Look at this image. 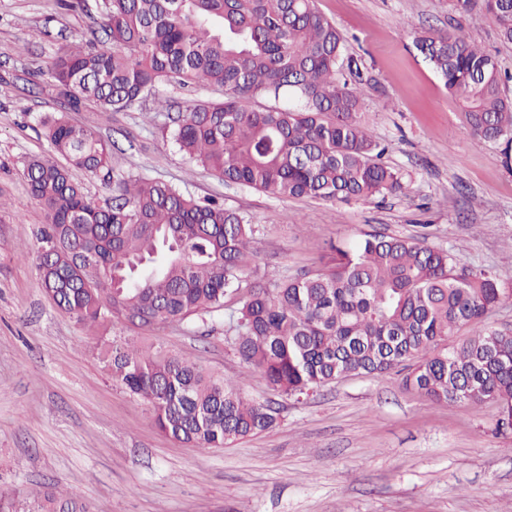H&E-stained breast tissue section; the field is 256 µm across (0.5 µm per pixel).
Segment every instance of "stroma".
<instances>
[{
	"label": "stroma",
	"instance_id": "stroma-1",
	"mask_svg": "<svg viewBox=\"0 0 512 512\" xmlns=\"http://www.w3.org/2000/svg\"><path fill=\"white\" fill-rule=\"evenodd\" d=\"M98 4L0 0V491L55 485L95 512H512V439L495 435V405L433 402L396 374L341 379L295 401L239 361L220 312L155 332L119 323L112 333L272 402L278 423L220 449L164 436L46 293L35 247L46 217L20 170L22 159L49 157L41 119L54 113L95 130L112 162L245 215L258 227L259 277L317 270L331 245L383 232L446 249L458 268L493 270L512 288V161L469 135L416 40L463 28L508 75L511 98L512 44L452 0H317L346 55L362 62L361 119L403 189L348 202L282 200L190 164L169 113L148 124L137 106L65 107L50 65L65 44L99 46Z\"/></svg>",
	"mask_w": 512,
	"mask_h": 512
}]
</instances>
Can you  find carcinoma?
<instances>
[{"instance_id":"1","label":"carcinoma","mask_w":512,"mask_h":512,"mask_svg":"<svg viewBox=\"0 0 512 512\" xmlns=\"http://www.w3.org/2000/svg\"><path fill=\"white\" fill-rule=\"evenodd\" d=\"M482 12L512 42V0ZM99 13L107 45L70 43L53 60L54 87L72 109L122 112L150 98L161 112L163 84L214 87L224 101L187 105L173 139L224 184L323 201L402 189L359 120L360 66L315 0H101ZM416 46L461 103L469 134L509 154L512 99L495 59L460 28ZM257 96L272 104L246 107ZM42 125L67 161L23 163L47 218L36 233L38 249L49 250L40 254L44 288L99 337L112 380L148 404L165 436L222 448L271 429L277 412L185 357L108 333L116 322L155 331L203 318L233 295L242 300L224 316L232 350L279 393L300 398L341 378L396 372L405 389L437 403L496 404L497 433L512 435V331L485 322L512 303L497 275L459 271L445 249L374 233L314 273L266 280L252 275L257 227L245 217L116 165L112 204L101 207L76 173L109 167L106 142L62 117ZM464 326L477 331L448 344ZM0 512L93 510L47 486L0 492Z\"/></svg>"}]
</instances>
